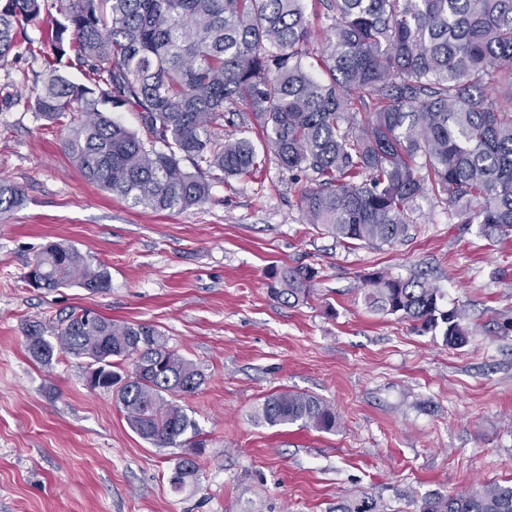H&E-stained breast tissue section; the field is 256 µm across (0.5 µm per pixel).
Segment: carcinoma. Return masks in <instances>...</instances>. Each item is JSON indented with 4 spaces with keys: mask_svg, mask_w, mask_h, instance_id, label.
I'll return each instance as SVG.
<instances>
[{
    "mask_svg": "<svg viewBox=\"0 0 512 512\" xmlns=\"http://www.w3.org/2000/svg\"><path fill=\"white\" fill-rule=\"evenodd\" d=\"M333 24L315 48L306 0H0V68L19 48L40 55L38 117L64 133L82 176L153 210H186L209 197L210 179L260 166L253 142L216 139L224 123L252 124L295 176L315 177L300 209L306 223L341 241L391 244L407 236L408 209L422 193L453 207L463 224L512 233V0H326ZM46 19L33 48L27 27ZM75 64L86 82L61 73ZM372 103L373 111L362 107ZM138 112L144 135L112 118ZM424 162L419 164L417 159ZM194 171L183 168V162ZM20 190L0 180V215ZM273 295L292 306L314 291L313 267L270 270ZM110 273L74 248L50 242L28 273L30 287L110 288ZM370 307L441 330L448 345L468 336L462 312L443 308L426 281L376 273ZM27 351L49 365L56 354L85 359L92 390L113 392L131 428L159 448H190L170 482L193 481L204 443L172 397L203 384L194 365L145 324L89 309L47 329L28 326ZM132 371H125V363ZM270 426L336 431L335 408L306 393L268 396ZM419 512H512V485L431 495Z\"/></svg>",
    "mask_w": 512,
    "mask_h": 512,
    "instance_id": "obj_1",
    "label": "carcinoma"
}]
</instances>
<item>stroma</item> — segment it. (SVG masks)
Masks as SVG:
<instances>
[{"instance_id": "1", "label": "stroma", "mask_w": 512, "mask_h": 512, "mask_svg": "<svg viewBox=\"0 0 512 512\" xmlns=\"http://www.w3.org/2000/svg\"><path fill=\"white\" fill-rule=\"evenodd\" d=\"M42 71L27 54L0 69V179L23 193L0 218V512H419L435 493L512 485V236L460 223L426 194L405 240L336 241L302 218L308 179L258 137L260 168L213 181L206 203L132 205L88 182L37 117ZM50 241L104 265L109 290L29 287ZM300 264L316 270L314 294L283 304L269 272ZM376 272L440 288L466 312V342L371 309ZM82 307L154 326L203 373L176 399L206 441L196 481L170 484L179 449L135 433L112 393L90 390L82 359L28 355L30 323ZM282 391L333 405L336 432L258 421Z\"/></svg>"}]
</instances>
